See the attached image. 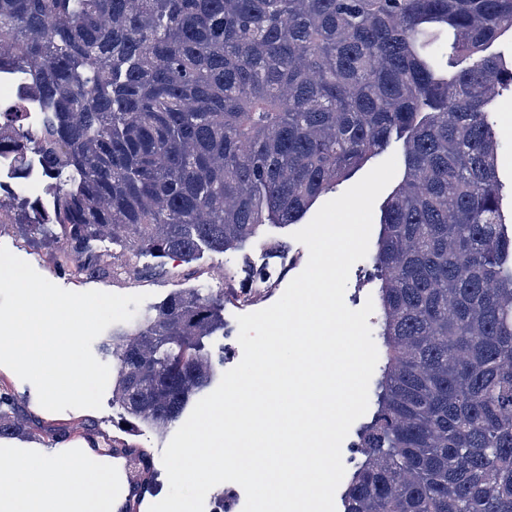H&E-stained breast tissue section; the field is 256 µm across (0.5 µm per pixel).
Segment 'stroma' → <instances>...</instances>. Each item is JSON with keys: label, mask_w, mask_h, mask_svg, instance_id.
<instances>
[{"label": "stroma", "mask_w": 512, "mask_h": 512, "mask_svg": "<svg viewBox=\"0 0 512 512\" xmlns=\"http://www.w3.org/2000/svg\"><path fill=\"white\" fill-rule=\"evenodd\" d=\"M491 121L502 141L498 157V169L504 184H512V94L500 96ZM296 225H268L258 239L249 241L242 248L216 254L202 251L197 260L186 263L178 257L157 260L151 257L140 258L137 277H109L108 271L123 266L127 257L120 250L105 246L100 250L102 275L88 278H73L56 270L50 260V250L46 247L30 245L22 237L14 224L0 226V245L13 255L25 260L43 277L63 289L84 292L97 290L115 294H141L145 300L141 312H148L156 303L178 288L196 287L220 289L224 286L223 273L231 269L244 271L248 267H260L267 258L272 245L285 247L294 258L292 274H299L308 262V250L293 238ZM378 282L373 277V259L365 257L353 265L345 292V303L353 310L360 309L367 299L376 297ZM238 312L232 306L224 308L223 334L206 338L205 350L211 357H223L225 369H232L242 359V348L238 342ZM0 382L12 389L18 397L26 424L44 436L43 442L21 435L0 436V452L9 457L38 460L42 458L71 457L74 463L83 465H109L112 455L107 452L112 443L126 444L134 448L147 449L153 456L154 479L140 496L141 512L161 501L167 494L169 483L161 455L173 430L158 434L146 426L129 427L126 416L120 407L113 405L111 393H104L101 409H69L63 412H50L43 409L35 387L17 377L9 368L0 369Z\"/></svg>", "instance_id": "1"}]
</instances>
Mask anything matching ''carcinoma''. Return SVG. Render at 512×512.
Segmentation results:
<instances>
[{
    "label": "carcinoma",
    "mask_w": 512,
    "mask_h": 512,
    "mask_svg": "<svg viewBox=\"0 0 512 512\" xmlns=\"http://www.w3.org/2000/svg\"><path fill=\"white\" fill-rule=\"evenodd\" d=\"M512 0H0V73H33L0 112V153L49 204L0 224L77 277L93 243L191 259L296 224L404 140L374 258L385 363L343 512H512V234L489 120L512 61ZM448 42V58L437 48ZM69 179L61 180L64 172ZM224 292L180 289L112 331L115 403L165 428L209 383L202 339ZM25 429L0 388V436Z\"/></svg>",
    "instance_id": "obj_1"
}]
</instances>
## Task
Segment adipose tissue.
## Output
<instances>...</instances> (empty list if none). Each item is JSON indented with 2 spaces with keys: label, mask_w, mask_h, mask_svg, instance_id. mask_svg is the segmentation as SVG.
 <instances>
[{
  "label": "adipose tissue",
  "mask_w": 512,
  "mask_h": 512,
  "mask_svg": "<svg viewBox=\"0 0 512 512\" xmlns=\"http://www.w3.org/2000/svg\"><path fill=\"white\" fill-rule=\"evenodd\" d=\"M115 478L94 466L62 474L47 460L33 468L21 460L0 469V512H112Z\"/></svg>",
  "instance_id": "ef3b65f1"
}]
</instances>
